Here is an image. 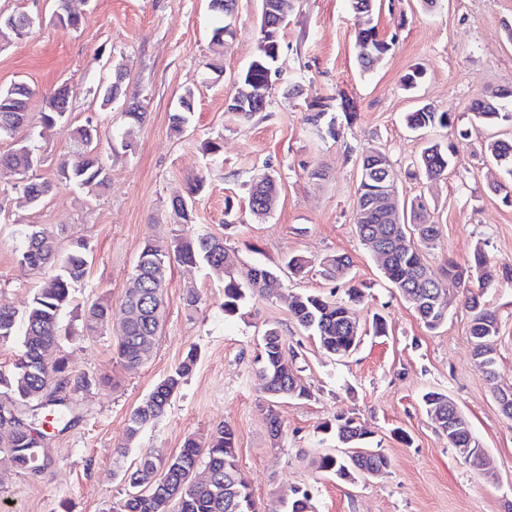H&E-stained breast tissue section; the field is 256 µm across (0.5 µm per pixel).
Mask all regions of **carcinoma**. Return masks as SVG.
Wrapping results in <instances>:
<instances>
[{"instance_id":"carcinoma-1","label":"carcinoma","mask_w":512,"mask_h":512,"mask_svg":"<svg viewBox=\"0 0 512 512\" xmlns=\"http://www.w3.org/2000/svg\"><path fill=\"white\" fill-rule=\"evenodd\" d=\"M53 24L76 30L81 15L74 7V0H56L51 16ZM360 47L358 64L363 71L374 65L391 50V45L379 38L375 27H366L356 34ZM74 89L61 84L48 96L47 107L39 113L40 127L44 130L68 129L74 150L56 167L55 179L34 181L29 172L42 163L35 147L24 139H16L19 130L29 123L28 107L33 95L24 82L0 88V140H15L14 147L0 154V170L5 169L19 176L12 189L22 195L33 207L41 204L64 183L89 194L108 186L109 177L99 154L98 126L91 121L73 126L69 122L70 101ZM194 97L187 89L180 95L182 106L169 116L171 130L182 133L194 114ZM512 91L483 96L468 108L481 123L495 126L512 123ZM126 130L122 146L135 149L134 129L143 121L142 112H125ZM455 120L454 113L438 112L424 105L404 115L408 129L419 131L439 126L446 128ZM488 156L512 177V139L491 140L486 145ZM455 150L451 144L426 145L416 160L421 178L433 181L443 176L454 164ZM360 192L356 203L354 224L363 244L383 251L384 277L408 301L419 320L432 331L448 320V313L430 302V295L446 292L449 287H467L475 277L479 287L489 288L497 284L496 264L482 248H477L470 262L461 265L448 263V270L437 272L424 263L421 248H431L438 239L435 224H408L405 215L400 222L385 218L371 209L370 202L384 181L394 182L397 175L385 153L368 150L360 157ZM278 185L271 177L254 181L250 185L248 205L256 216H265L274 209L278 197ZM416 234L417 244L407 247L397 245L403 236ZM88 244L80 239L61 251L56 235L46 225H33L26 233L19 252L20 263L34 270L57 268V273L45 280L33 296L27 309L21 313L0 307V343L18 342L19 350L12 366L0 369V426L8 424L14 430L0 438V462L21 470L44 474L55 465V459L45 453L41 441L35 435L39 420L50 415L53 423L65 430L79 416L76 405L64 402V391L82 392L93 385L109 383L105 377L90 378L75 375L60 339L62 316L73 298L74 285L83 281L87 273ZM228 252L224 238L207 233L180 231L169 243L155 239L144 241L140 247L133 277L138 284V296H123L119 333L115 339L116 354L128 370L143 366L157 342L161 330V313L157 312L158 291L165 288L171 262L195 265L205 264L210 272L224 281V313L235 312L245 299L246 292L266 296L276 289L277 273L260 266L234 270L227 264ZM288 271L300 276L309 272L312 262L301 255L285 260ZM349 257L331 255L319 261L320 273L328 280H342L350 269ZM483 294H472L465 299L470 313L469 336L477 343L473 347L477 357L476 367L486 377L494 376L496 364L495 341L499 335L496 314L486 308ZM290 312L296 323L316 336L320 348L329 355L341 349L348 351L351 344H359V328L352 318L351 307L343 300L325 297L318 293H305L293 297ZM112 323V302L99 299L84 314V327L89 332L104 329ZM197 362V354L189 351L183 360L145 395L141 403L128 417V433L135 438L149 424L163 416L172 398L178 393L186 377ZM256 363L257 375L272 404L289 397H309V391L295 375V355L288 352L286 338L278 327H267L259 338ZM427 416L439 429L440 435L448 436V394L429 390L422 395ZM459 437L469 440L472 436L463 415H458ZM336 439L345 447L341 453L324 452L316 459L317 469L329 471L343 480H353L372 472L387 470L389 458L381 451L363 456L352 451L362 446L361 437L367 434L365 426L352 417L338 416L335 424ZM472 440V439H470ZM471 455L465 462L473 465L484 456V449L472 440ZM205 467V477L198 478L199 466ZM127 486L119 501L118 512H254L255 502L247 484L239 477L235 433L228 425L218 427L205 443L193 437L184 439L178 452L165 457L143 459L123 474Z\"/></svg>"}]
</instances>
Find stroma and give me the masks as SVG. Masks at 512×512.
<instances>
[{
  "instance_id": "obj_1",
  "label": "stroma",
  "mask_w": 512,
  "mask_h": 512,
  "mask_svg": "<svg viewBox=\"0 0 512 512\" xmlns=\"http://www.w3.org/2000/svg\"><path fill=\"white\" fill-rule=\"evenodd\" d=\"M54 8V0H0V14L23 11L36 19L26 38L0 47V87L23 81L35 89L34 115L46 92L72 86L71 120L97 123L111 184L92 195L63 186L31 207L12 191L13 175L0 171V306L23 310L52 274L19 262L29 225L53 226L64 247L87 241L88 272L63 316V346L75 373L105 375L112 383L80 393L81 420L47 436L44 446L56 460L50 473L35 479L0 470V512H108L125 492L122 473L140 458L172 455L185 437L205 439L222 424L235 432L240 475L258 512H285L296 488L308 491L311 512H512V418L493 392L497 384L512 386V281H499L483 296L500 324L490 382L475 366L460 289L446 294L447 322L428 331L384 279L354 224L359 159L376 148L394 166L400 199L427 197L421 221L440 231L436 246L423 252L429 267L467 263L478 246L495 263L512 266V180L485 153L489 138L512 136V126L489 128L467 110L486 90L512 89V40L504 31L512 0H438L429 10L421 0H379L372 23L392 47L368 72L358 67L349 0H295L283 30L281 74L265 109L247 121L225 104L257 54L261 0H238L235 35L220 56L210 44L217 17L208 0H89L76 30L53 25ZM415 67L423 79L405 91L401 79ZM117 68L125 75L123 94L105 111L98 92ZM187 88L195 93V112L178 135L169 115ZM337 94L356 112L350 117L332 108V137L309 122L308 105ZM133 102L146 117L130 153L121 147L122 110ZM424 103L454 110V124L419 136L408 131L405 113ZM19 135L36 138L42 157L36 178H52L71 152L63 130L43 133L32 123ZM214 139L220 154L205 153L204 142ZM425 139L453 143L457 151L446 179L428 189L412 175ZM264 171L276 177L280 201L259 218L249 210L248 188ZM197 177L204 187L194 199L191 230L223 237L239 263L274 268L293 254L351 259L350 285L365 294L353 307L361 334L356 351L327 355L292 319L293 295H345L346 286L314 270L283 277L280 296L246 297L228 316L222 282L202 265L172 263L161 336L135 371L114 352L115 327L84 330L80 314L90 303L107 297L120 304L143 242L174 236L169 203ZM191 288L202 298L193 310L184 304ZM377 315L387 335H373ZM270 324L296 351L295 373L310 391L306 399L279 400L276 440L255 363L257 339ZM191 350L196 367L164 417L128 439L130 412ZM430 389L456 402L485 451L484 470L457 457L439 434L421 403ZM339 415L368 427L369 446L391 461L387 473L344 481L316 469L314 458L337 448L335 432L321 425ZM400 430L411 444L397 438Z\"/></svg>"
}]
</instances>
